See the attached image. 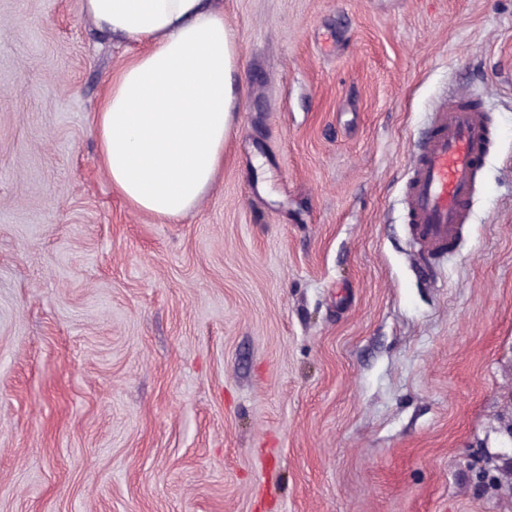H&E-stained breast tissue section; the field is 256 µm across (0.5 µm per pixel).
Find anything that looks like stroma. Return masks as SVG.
Here are the masks:
<instances>
[{
	"mask_svg": "<svg viewBox=\"0 0 512 512\" xmlns=\"http://www.w3.org/2000/svg\"><path fill=\"white\" fill-rule=\"evenodd\" d=\"M219 2L240 110L168 223L98 161L136 44L0 0V512H512V0ZM459 94L492 139L430 270L406 181Z\"/></svg>",
	"mask_w": 512,
	"mask_h": 512,
	"instance_id": "stroma-1",
	"label": "stroma"
}]
</instances>
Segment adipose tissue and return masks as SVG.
<instances>
[{
  "mask_svg": "<svg viewBox=\"0 0 512 512\" xmlns=\"http://www.w3.org/2000/svg\"><path fill=\"white\" fill-rule=\"evenodd\" d=\"M112 36L140 44L96 109L101 166L137 210L184 217L224 164L238 110L239 52L209 0H82Z\"/></svg>",
  "mask_w": 512,
  "mask_h": 512,
  "instance_id": "adipose-tissue-1",
  "label": "adipose tissue"
}]
</instances>
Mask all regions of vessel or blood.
Returning a JSON list of instances; mask_svg holds the SVG:
<instances>
[{"label": "vessel or blood", "mask_w": 512, "mask_h": 512, "mask_svg": "<svg viewBox=\"0 0 512 512\" xmlns=\"http://www.w3.org/2000/svg\"><path fill=\"white\" fill-rule=\"evenodd\" d=\"M486 137L482 115L451 100L433 115L431 132L415 142L405 203L425 252L444 253L466 224Z\"/></svg>", "instance_id": "obj_1"}]
</instances>
